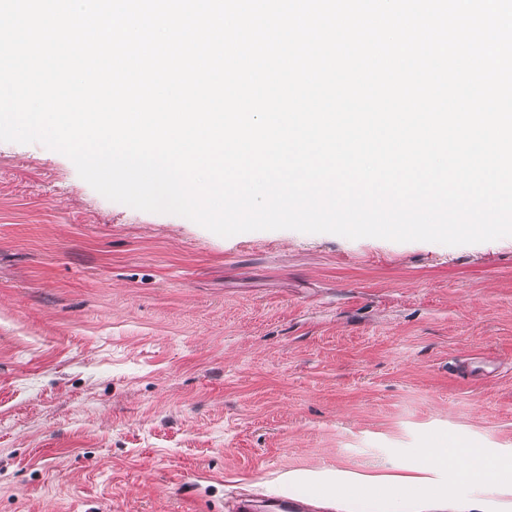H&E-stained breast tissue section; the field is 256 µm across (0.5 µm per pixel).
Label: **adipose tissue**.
I'll return each instance as SVG.
<instances>
[{"mask_svg":"<svg viewBox=\"0 0 512 512\" xmlns=\"http://www.w3.org/2000/svg\"><path fill=\"white\" fill-rule=\"evenodd\" d=\"M422 462L426 468H442L455 470L457 484L454 495L463 501L468 512H480L481 507L472 497V488L481 482L492 465L478 449H460L457 458H449L447 449L427 448L422 454Z\"/></svg>","mask_w":512,"mask_h":512,"instance_id":"adipose-tissue-1","label":"adipose tissue"}]
</instances>
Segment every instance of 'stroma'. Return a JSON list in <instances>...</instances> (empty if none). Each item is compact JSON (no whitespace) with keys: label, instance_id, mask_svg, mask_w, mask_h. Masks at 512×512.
Returning a JSON list of instances; mask_svg holds the SVG:
<instances>
[{"label":"stroma","instance_id":"1","mask_svg":"<svg viewBox=\"0 0 512 512\" xmlns=\"http://www.w3.org/2000/svg\"><path fill=\"white\" fill-rule=\"evenodd\" d=\"M447 438L497 462L475 495L512 512V236L221 237L0 142V512H465L448 469L420 503L374 489ZM232 512H312L313 505L298 498H266L242 494L235 498Z\"/></svg>","mask_w":512,"mask_h":512}]
</instances>
